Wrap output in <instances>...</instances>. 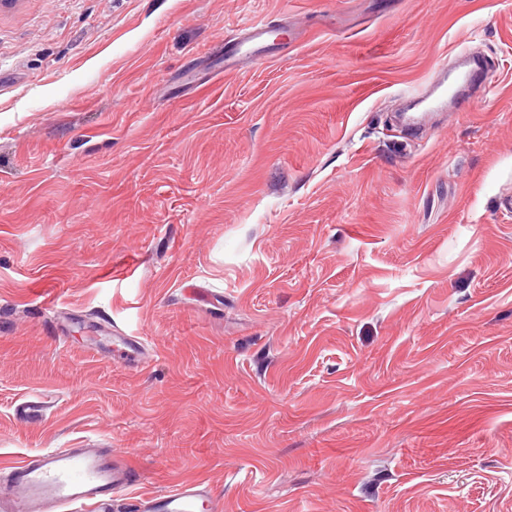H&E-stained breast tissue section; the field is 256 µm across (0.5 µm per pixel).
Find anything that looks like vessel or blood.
<instances>
[{
	"mask_svg": "<svg viewBox=\"0 0 512 512\" xmlns=\"http://www.w3.org/2000/svg\"><path fill=\"white\" fill-rule=\"evenodd\" d=\"M270 30L265 21L252 22L242 38L224 45V64L240 57L256 61L267 56ZM483 65L463 60L448 74L437 75L427 96L433 108L458 105L483 78ZM136 467L118 461L108 448H55L29 456L9 468L14 497L12 512H94L112 497L137 483ZM215 503L200 483L135 499L133 512H210Z\"/></svg>",
	"mask_w": 512,
	"mask_h": 512,
	"instance_id": "b4317fda",
	"label": "vessel or blood"
}]
</instances>
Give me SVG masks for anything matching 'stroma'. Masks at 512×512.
<instances>
[{
	"label": "stroma",
	"mask_w": 512,
	"mask_h": 512,
	"mask_svg": "<svg viewBox=\"0 0 512 512\" xmlns=\"http://www.w3.org/2000/svg\"><path fill=\"white\" fill-rule=\"evenodd\" d=\"M88 444L102 512H512V0H0V512ZM270 30L264 20L252 22L247 28L243 37L224 41V68L231 69V66L241 56H248L254 61H262L267 56V48ZM483 71L482 63L470 59L463 60L457 67L448 71V83L452 85L454 90L449 98L448 95L445 98L443 94L438 96L439 91L446 83L445 72L440 70L433 82L430 93L421 99V104L431 101L432 106L426 108L425 111L443 108L448 104L461 111L464 106V104L459 103L461 98L481 82ZM8 470L12 512H92L137 484L136 466L112 448H54ZM210 490L200 483H187L175 489L135 499L134 512H198L215 507Z\"/></svg>",
	"instance_id": "stroma-1"
}]
</instances>
